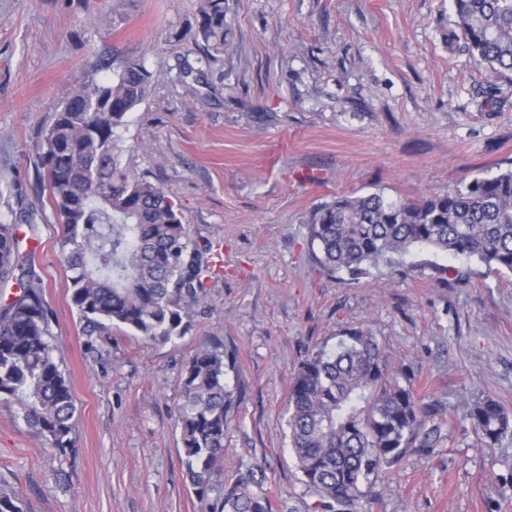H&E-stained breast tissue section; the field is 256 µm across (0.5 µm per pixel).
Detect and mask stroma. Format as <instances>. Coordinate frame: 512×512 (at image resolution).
<instances>
[{
  "label": "stroma",
  "instance_id": "1",
  "mask_svg": "<svg viewBox=\"0 0 512 512\" xmlns=\"http://www.w3.org/2000/svg\"><path fill=\"white\" fill-rule=\"evenodd\" d=\"M112 2L0 0V218L41 226L35 263L76 407V450L59 458L0 403V486L28 512H209L174 412L184 362L220 341L238 398L225 478L259 464L273 512H317L289 449V379L361 327L445 412L437 448L366 488L370 512H512V435L485 445L465 419L477 395L512 410V273L418 247L356 279L324 269L309 232L339 196L412 201L512 166V74L472 57L452 0H227L233 53L210 61L185 36L199 0H125L117 17ZM112 58L151 74L123 164L224 260L166 344L86 336L36 166L56 108Z\"/></svg>",
  "mask_w": 512,
  "mask_h": 512
}]
</instances>
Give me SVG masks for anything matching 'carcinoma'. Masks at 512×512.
Wrapping results in <instances>:
<instances>
[{
	"mask_svg": "<svg viewBox=\"0 0 512 512\" xmlns=\"http://www.w3.org/2000/svg\"><path fill=\"white\" fill-rule=\"evenodd\" d=\"M472 55L494 75L512 72V0H453ZM226 0H201L193 44L205 57L229 50ZM57 107L38 147L44 189L62 226L61 261L70 301L88 335L126 328L156 343L184 335L204 299L211 245H200L169 195L122 164L118 130L146 98L150 72L139 60L102 66ZM0 221V403L58 457L76 448L75 405L51 343V311L35 252L38 225ZM324 266L353 276L414 247L475 258L488 272L512 273V168L476 176L460 188L417 201L373 193L341 196L310 221ZM231 358L216 343L189 357L176 409L190 485L218 512H272L262 469L224 480V433L235 406L226 375ZM408 368L394 366L367 330L347 334L333 352L315 351L291 377L289 441L304 486L321 512H352L363 487L408 451L430 452L441 438L437 402L414 395ZM467 419L487 443L512 434V414L478 398ZM0 512H25L0 488Z\"/></svg>",
	"mask_w": 512,
	"mask_h": 512,
	"instance_id": "1",
	"label": "carcinoma"
}]
</instances>
